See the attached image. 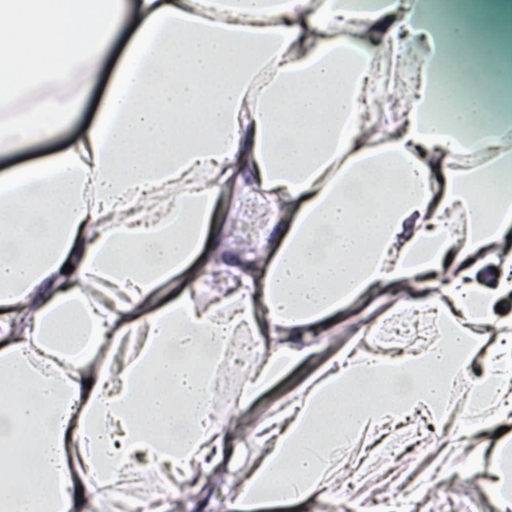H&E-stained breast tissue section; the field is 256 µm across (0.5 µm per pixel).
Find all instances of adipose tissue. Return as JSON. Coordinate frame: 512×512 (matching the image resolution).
Here are the masks:
<instances>
[{
	"label": "adipose tissue",
	"instance_id": "1",
	"mask_svg": "<svg viewBox=\"0 0 512 512\" xmlns=\"http://www.w3.org/2000/svg\"><path fill=\"white\" fill-rule=\"evenodd\" d=\"M121 35L94 120L0 174V446L38 465L0 512H168L223 461V512L332 500L427 433L426 486L512 512V0H0V157ZM230 196L269 229L232 263ZM243 357L242 408L311 372L239 442Z\"/></svg>",
	"mask_w": 512,
	"mask_h": 512
}]
</instances>
